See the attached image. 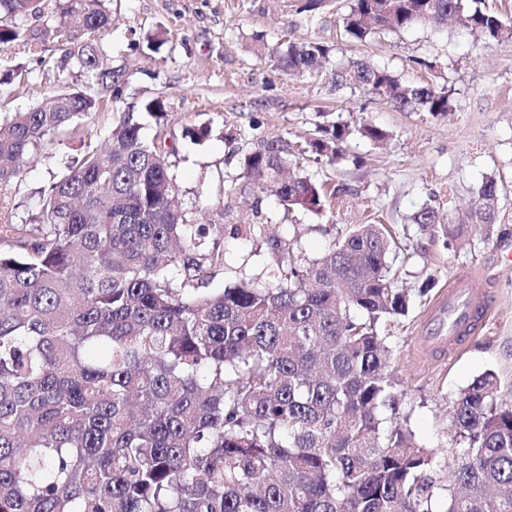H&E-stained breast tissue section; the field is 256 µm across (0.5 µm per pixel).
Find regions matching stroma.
Instances as JSON below:
<instances>
[{
    "label": "stroma",
    "mask_w": 512,
    "mask_h": 512,
    "mask_svg": "<svg viewBox=\"0 0 512 512\" xmlns=\"http://www.w3.org/2000/svg\"><path fill=\"white\" fill-rule=\"evenodd\" d=\"M108 6L114 21L94 41L102 58L123 71V94L104 101L74 134L24 168L11 189L17 220L37 212L40 188L82 144L101 143L120 115L138 116L144 137L152 138L145 106L159 98L176 149L178 197L186 210L202 212L205 223L265 224L308 260L350 225L374 219L390 226L405 255L395 265L397 283L416 299L407 316L382 330L392 349L389 370L404 395L402 414L417 440L433 449V468L447 481L457 463L452 407L459 393L489 370L499 401L512 405V40L479 41L452 24L420 23L352 44L341 35L346 0L313 19L300 13L299 0H109ZM158 30L168 31V42L145 54L142 38ZM284 37L327 43L333 69L366 60L403 82L442 87L448 113L403 112L357 89H335L325 77L286 74L272 54ZM63 58L54 43L40 59L18 46L0 54V75L16 63L29 73L13 98L0 103V116L80 85L82 75ZM339 117L366 119L389 137L377 145L355 133L344 145L345 160L307 161L306 175L339 190L328 213L284 212L242 178L243 155L257 140L297 142ZM198 126L209 128L205 140L184 137L186 128ZM490 176L497 181L492 236L470 224L475 190ZM426 204L444 223L469 225L463 245L446 246L412 224ZM220 244L229 267L215 272L211 287L234 280L241 255L250 258L247 274L265 282L271 261L262 240L228 233ZM475 273L485 284L489 318L454 351L444 350L429 339L431 310L458 279Z\"/></svg>",
    "instance_id": "35a3bbf8"
}]
</instances>
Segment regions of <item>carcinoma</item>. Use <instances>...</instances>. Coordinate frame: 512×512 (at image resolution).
<instances>
[{"mask_svg":"<svg viewBox=\"0 0 512 512\" xmlns=\"http://www.w3.org/2000/svg\"><path fill=\"white\" fill-rule=\"evenodd\" d=\"M480 0H351L343 35L452 18L482 39L512 40V26ZM42 0H0V50L66 45L80 87L0 119V512H434L433 451L399 416L381 327L407 315L395 285V238L385 224H354L316 260L247 224L272 258L273 282L208 287L225 253L216 225L191 219L177 199L156 99L151 141L128 113L102 146L87 144L41 190L38 214L15 222L9 202L21 167L75 119L122 91L91 35L111 26L105 0H60L57 20L31 29ZM330 49L287 41V72L320 74ZM401 111L448 112L434 84H404L355 61L334 73ZM322 139H263L244 177L286 211L327 210L333 195L286 175L312 152L339 160L351 134L340 119ZM373 143L389 133L365 122ZM496 182L478 190L474 216L494 231ZM411 220L435 237L462 230L420 208ZM460 464L445 512H512V408L485 372L452 415Z\"/></svg>","mask_w":512,"mask_h":512,"instance_id":"obj_1","label":"carcinoma"}]
</instances>
